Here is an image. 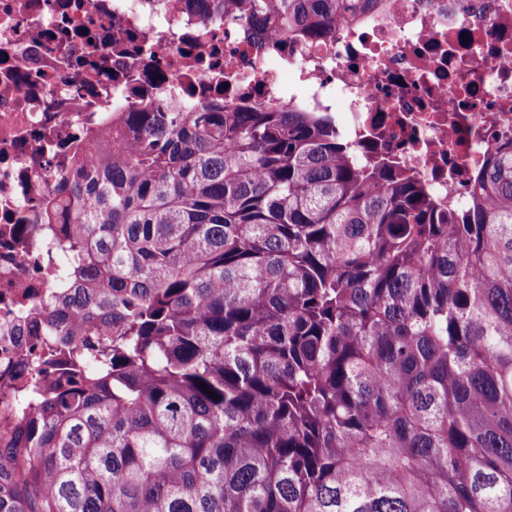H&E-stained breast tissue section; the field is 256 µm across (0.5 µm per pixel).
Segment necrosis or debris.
I'll list each match as a JSON object with an SVG mask.
<instances>
[{"mask_svg":"<svg viewBox=\"0 0 512 512\" xmlns=\"http://www.w3.org/2000/svg\"><path fill=\"white\" fill-rule=\"evenodd\" d=\"M141 96L330 113L358 161L415 172L461 210L512 143V0H387L286 46L184 0H0V433L33 352L21 309L55 284L49 235L13 227L43 223L67 146L94 156L106 113Z\"/></svg>","mask_w":512,"mask_h":512,"instance_id":"necrosis-or-debris-1","label":"necrosis or debris"}]
</instances>
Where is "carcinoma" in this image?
<instances>
[{
	"instance_id": "carcinoma-1",
	"label": "carcinoma",
	"mask_w": 512,
	"mask_h": 512,
	"mask_svg": "<svg viewBox=\"0 0 512 512\" xmlns=\"http://www.w3.org/2000/svg\"><path fill=\"white\" fill-rule=\"evenodd\" d=\"M323 37L373 0H195ZM44 202L71 284L0 512H512V146L464 213L326 112L131 104ZM218 395L213 398L202 385Z\"/></svg>"
}]
</instances>
